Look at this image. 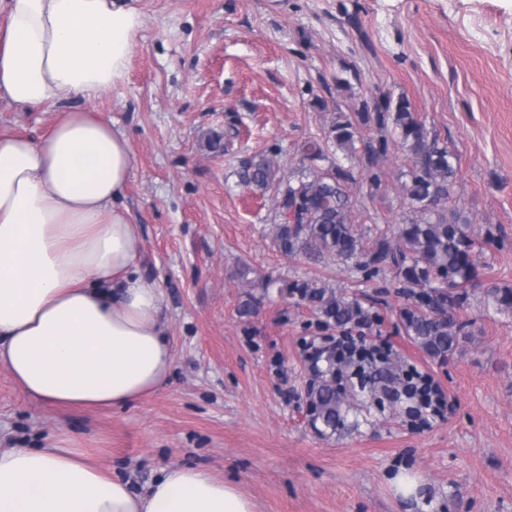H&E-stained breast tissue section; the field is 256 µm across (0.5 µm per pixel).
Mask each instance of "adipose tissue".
Instances as JSON below:
<instances>
[{
	"mask_svg": "<svg viewBox=\"0 0 512 512\" xmlns=\"http://www.w3.org/2000/svg\"><path fill=\"white\" fill-rule=\"evenodd\" d=\"M138 14L114 0H9L0 98L30 110L92 101L123 76ZM134 157L87 109L39 139L0 134V365L58 408H123L163 390L175 355L162 293L138 270L122 198ZM0 512H254L209 470H163L146 490L76 448L0 449Z\"/></svg>",
	"mask_w": 512,
	"mask_h": 512,
	"instance_id": "1",
	"label": "adipose tissue"
}]
</instances>
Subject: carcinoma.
<instances>
[{
	"mask_svg": "<svg viewBox=\"0 0 512 512\" xmlns=\"http://www.w3.org/2000/svg\"><path fill=\"white\" fill-rule=\"evenodd\" d=\"M358 118L380 134L379 147L371 146L366 153L372 181L380 182L377 164L388 131L398 132L411 157V165L402 173V192L410 215L399 225L397 240L382 234L372 246L364 245L363 234L352 220L348 193L352 174L340 164H332L323 173L305 165L294 178L282 180L277 178L273 160L261 156L246 166L243 181L258 189L277 187L275 244L282 253L304 254L314 260L337 257L367 279L394 269L407 297L398 315L405 334L430 358L444 362L466 335L459 311L468 303L470 291L482 286L476 242L467 224L450 220L442 212L456 186V158L437 138L429 136L405 97L394 100L384 96L373 110L358 113ZM357 138V125L340 113L327 139L309 138L300 152L309 162L326 160L332 142L351 162L358 159ZM275 285L284 299L309 307L327 325L365 329L373 321L370 308L359 299L314 278L280 283L269 279L264 283L266 288ZM484 294L496 310L512 311V288L491 285ZM309 406L312 424L323 434L336 432L349 408L336 385L328 380L309 390Z\"/></svg>",
	"mask_w": 512,
	"mask_h": 512,
	"instance_id": "obj_1",
	"label": "carcinoma"
}]
</instances>
